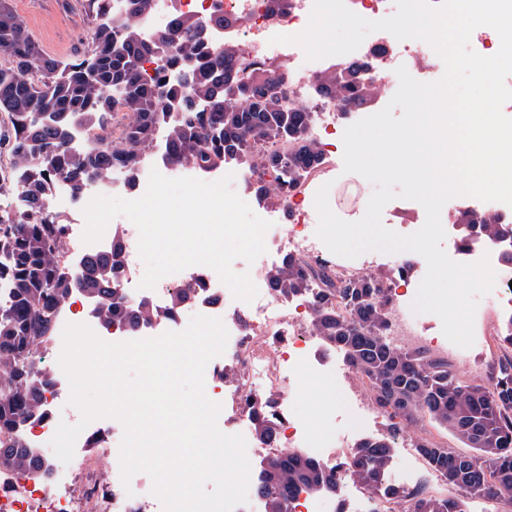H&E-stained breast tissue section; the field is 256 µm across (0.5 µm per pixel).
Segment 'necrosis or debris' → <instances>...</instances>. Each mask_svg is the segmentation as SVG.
Masks as SVG:
<instances>
[{
    "mask_svg": "<svg viewBox=\"0 0 512 512\" xmlns=\"http://www.w3.org/2000/svg\"><path fill=\"white\" fill-rule=\"evenodd\" d=\"M313 0H291L288 11L277 18L270 15V0H156V6L144 20L145 37H153L171 24L179 13L193 14L201 18L217 12H225L240 18L238 26L224 29L216 35L217 45L227 42L240 44L242 58L247 62L272 64L288 58L294 65L288 73V101L308 108L317 115L315 134L322 143H329L341 117L336 103L314 94L310 82L313 72L300 59L303 51L295 45L272 43L277 34H296L307 25ZM373 56L377 66L385 72L387 84L398 81L396 70L405 67L410 75L422 82H432L442 77L445 66L433 49L426 43L397 40L386 31L368 35L359 49L358 58ZM293 225L287 234L266 238L268 253L282 255L288 252L302 253L313 262L333 260L334 255L316 237V210L314 206H295L290 210ZM122 242L126 253L124 291L129 299L149 297L158 302H168L171 294L179 288H202L204 301L192 309H178L169 320L172 328L185 329L189 314H201L222 319L229 337L223 361H210L205 369V392L208 398L222 396L223 409L239 424V432L247 443V456L252 464H259L277 455L280 451L311 446L312 453L327 466L340 468L341 459L337 448L348 447V434L362 431L369 417L357 407L345 390H338L339 401L332 414L341 422L345 433L339 436L336 446L311 439L312 425L309 420L289 416L283 407L282 398L301 389L306 380L321 376L322 371L314 361L323 341L311 334L306 322L310 314L307 303L288 299L265 301L252 305L247 318L226 316L225 304L220 292L216 291V272L204 265L188 267L175 276L161 278L156 287L141 291L136 287L142 278L138 253L139 233L135 225H124ZM234 366L239 382L236 389L226 390L222 386L224 369ZM51 372L57 384L46 395L48 418L39 425L28 428L25 436L28 442L38 448L47 458H54L50 446L59 423L76 424L80 415L76 410L66 409L70 388L68 380L58 362H51ZM275 397L271 409L277 423L273 441H262L254 429L249 401H260ZM85 512H152L153 496L149 485L133 486L125 490L120 478H113L112 493L100 498L97 491H89L85 497ZM72 502L64 496L50 494L46 484L40 483L17 495L0 484V512H73Z\"/></svg>",
    "mask_w": 512,
    "mask_h": 512,
    "instance_id": "necrosis-or-debris-1",
    "label": "necrosis or debris"
}]
</instances>
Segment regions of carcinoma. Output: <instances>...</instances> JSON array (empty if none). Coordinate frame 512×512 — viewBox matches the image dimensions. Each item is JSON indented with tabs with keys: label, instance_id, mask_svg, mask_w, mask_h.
Here are the masks:
<instances>
[{
	"label": "carcinoma",
	"instance_id": "1",
	"mask_svg": "<svg viewBox=\"0 0 512 512\" xmlns=\"http://www.w3.org/2000/svg\"><path fill=\"white\" fill-rule=\"evenodd\" d=\"M155 0H127L123 14L107 13L104 0H86L92 18L82 52L58 58L45 52L0 0V114L10 126L0 129L12 172L0 178V196L19 201L12 216H0V473L18 480L43 466L30 448L24 428L43 417L45 393L53 379L42 353L57 318L80 295L104 327L132 334L142 325L167 319L194 298V289L177 290L165 305L147 299L131 302L120 288L123 249L120 231L112 247L74 265L61 246L68 225L50 207V184L64 183L73 199L93 184L105 186L119 170L129 186L152 155L158 132L171 148L170 160L197 171L227 160L248 168L257 200L285 208L287 197L324 162L313 134L314 113L284 104L285 72L252 63L241 66L239 50L212 45L215 27L235 19L219 13L205 20L179 15L153 39L141 21ZM160 65L148 75L144 63ZM316 88L348 110H363L384 89L385 74L374 60L339 65L315 76ZM123 112L112 146L76 145L82 131L105 132ZM276 141L292 142L287 155L271 150ZM459 248L478 241L499 249L512 238V218L494 211L457 212ZM408 267L349 273L325 262L289 255L268 272L272 292L310 307L309 330L341 351L384 418V431L355 447L343 463L346 477L371 499H386L396 512H468L467 500L512 503V314L498 333L501 354L487 379L462 383L448 361L422 347L405 349L388 339V288ZM255 431L264 441L275 435L269 406L252 411ZM451 433L470 453L448 447L423 431L424 421ZM427 468L458 495L439 498L426 487L406 491L388 484L391 448L401 434ZM336 473L320 460L290 449L263 462L258 491L265 512H289L301 491L336 494Z\"/></svg>",
	"mask_w": 512,
	"mask_h": 512
}]
</instances>
